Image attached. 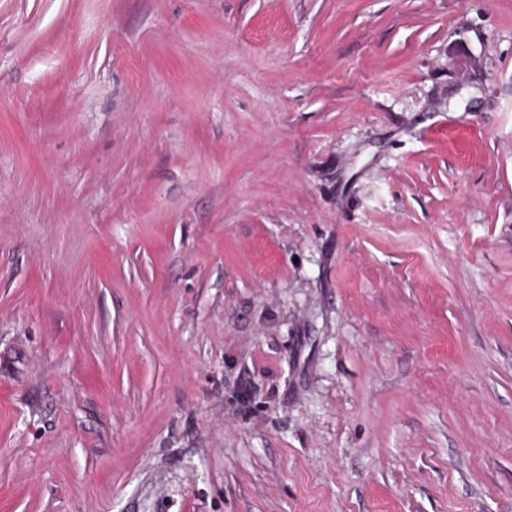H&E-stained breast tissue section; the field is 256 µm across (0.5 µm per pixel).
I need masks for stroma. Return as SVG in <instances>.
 Returning <instances> with one entry per match:
<instances>
[{
	"label": "stroma",
	"instance_id": "obj_1",
	"mask_svg": "<svg viewBox=\"0 0 512 512\" xmlns=\"http://www.w3.org/2000/svg\"><path fill=\"white\" fill-rule=\"evenodd\" d=\"M0 512H512V0H0ZM448 65L456 74L454 95H459L463 89L473 85L477 78L478 65L476 60L471 57H452Z\"/></svg>",
	"mask_w": 512,
	"mask_h": 512
}]
</instances>
